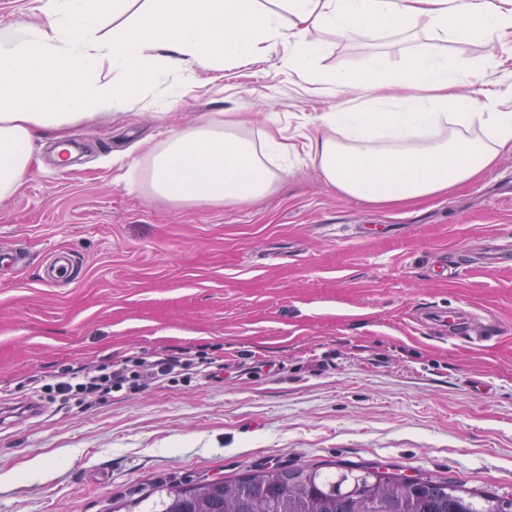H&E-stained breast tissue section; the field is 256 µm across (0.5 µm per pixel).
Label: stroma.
<instances>
[{"label":"stroma","instance_id":"stroma-1","mask_svg":"<svg viewBox=\"0 0 512 512\" xmlns=\"http://www.w3.org/2000/svg\"><path fill=\"white\" fill-rule=\"evenodd\" d=\"M319 64L355 70L359 41L317 33ZM277 71L274 59L196 70L127 111L71 126V166L52 135L18 192L0 201V407L36 402L63 369L158 353L219 359V379L164 382L45 404L0 427V512H138L162 482L232 477L270 464H381L512 498V264L436 276L485 239L512 241V153L423 204L339 197L308 159L264 200L191 204L153 195L140 144L217 112L298 142L302 117L359 98ZM55 248L76 279L46 285ZM431 306L490 316L485 347L416 322ZM479 378L483 390L471 388Z\"/></svg>","mask_w":512,"mask_h":512}]
</instances>
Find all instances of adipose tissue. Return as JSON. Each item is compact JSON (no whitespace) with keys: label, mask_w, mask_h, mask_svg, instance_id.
<instances>
[{"label":"adipose tissue","mask_w":512,"mask_h":512,"mask_svg":"<svg viewBox=\"0 0 512 512\" xmlns=\"http://www.w3.org/2000/svg\"><path fill=\"white\" fill-rule=\"evenodd\" d=\"M46 20L0 36V200L28 174L40 133L63 130L92 111L122 112L135 88L164 83L170 101L181 74L215 61L277 55L282 69L326 90L362 89L356 105L317 114L303 145L272 129L246 135L234 112L174 131L142 148L151 192L176 202L256 201L283 169L271 158L297 152L317 164L337 194L397 207L448 194L481 179L512 151V83L491 88L487 68L512 76V0H37ZM113 27L104 30V19ZM315 30L374 42L390 36L403 59L371 57L357 73L319 66L326 45ZM456 46L413 48L419 38ZM500 44L491 65L470 64L477 41ZM175 81H167L170 73ZM468 83L470 95L458 94Z\"/></svg>","instance_id":"adipose-tissue-1"}]
</instances>
